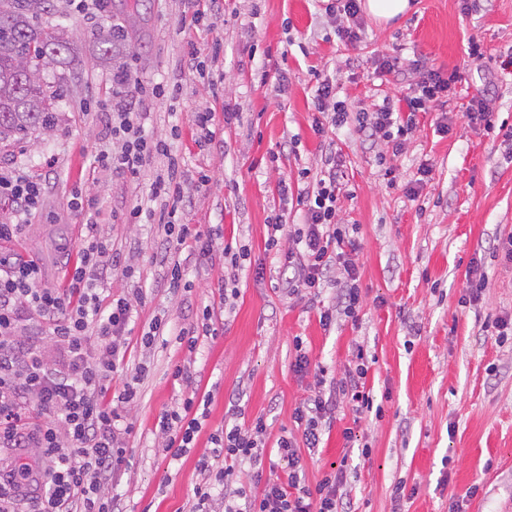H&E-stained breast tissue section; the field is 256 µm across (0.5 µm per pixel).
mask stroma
Here are the masks:
<instances>
[{
	"label": "stroma",
	"mask_w": 512,
	"mask_h": 512,
	"mask_svg": "<svg viewBox=\"0 0 512 512\" xmlns=\"http://www.w3.org/2000/svg\"><path fill=\"white\" fill-rule=\"evenodd\" d=\"M131 2L104 0L101 14L85 17L71 0H51L40 19L67 27L79 59L59 90L53 128L21 143L0 142V170L24 167L46 183L37 213L19 237L0 241V251L37 259L44 284L65 287L86 233L70 206L78 188L112 215L104 233L119 258L107 295L136 288L145 294L112 380L116 393L138 383L136 401L118 408L126 462L109 493L119 512H193L198 461L210 455L208 434L217 428L263 416L271 454L280 436L300 437L294 411L318 387L312 375L293 370L298 337L312 363L332 377L363 352L365 387L382 406L381 414L359 417L340 401L319 447L300 451L308 482L342 463L350 512H448L455 502L463 512H512V345L496 343L490 330L495 318H512V262L493 256L512 238V147L462 116L484 87L498 120L512 125V66L497 62L512 50V0H486L477 12L462 10L460 0H415L413 11L386 25L363 12L354 45L338 40L322 0H220L206 25L190 30L180 25L187 0H143L135 12ZM122 22V67L144 82L181 87L177 97L134 106L145 134L165 140L185 162L178 217L203 231L221 228L224 242L248 245L251 263L243 269L168 250L160 225L125 223L132 205L147 203L152 170L132 177L92 166L99 150H120L108 124L111 112L127 104L113 70L98 62L93 35ZM218 37L224 51L213 66L211 42ZM472 37L484 59L469 56ZM192 50L202 70L187 67ZM384 55L405 64L421 58L455 73L445 113H418L398 156L384 142L363 141L350 124L318 138L311 129L316 73L336 75L338 97L356 112L398 93L399 82L376 69ZM204 110L218 121L213 140L201 144L193 114ZM227 110L235 114L228 124ZM443 119L445 134L438 130ZM333 153L344 175L336 221L357 227L353 258L362 303L357 319L340 316L326 328L319 312L335 305L342 267L334 266L317 300L308 301L284 290V259L266 241L279 183L296 193L313 187ZM424 164L429 179L410 197L402 184ZM389 166L398 185L383 178ZM202 173L209 177L204 185ZM475 258L487 286L478 303L464 307L459 299ZM173 263L189 283L175 294L163 285ZM232 276L239 293L228 311L219 287ZM206 307L217 333L199 336L188 349L178 332L201 328ZM156 316L167 326L147 348L141 334ZM178 364L190 367L192 385L173 377ZM142 365L148 373L140 379ZM193 391L209 397V418L195 448L174 461L156 422ZM347 427L349 441L342 435ZM399 482L411 493L398 500ZM475 483L479 493L467 497Z\"/></svg>",
	"instance_id": "35a3bbf8"
}]
</instances>
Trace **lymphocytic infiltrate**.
<instances>
[{"label": "lymphocytic infiltrate", "instance_id": "f902f5d3", "mask_svg": "<svg viewBox=\"0 0 512 512\" xmlns=\"http://www.w3.org/2000/svg\"><path fill=\"white\" fill-rule=\"evenodd\" d=\"M412 72L415 80L406 87L401 111L386 99L372 109L350 112L347 103L336 97L335 77H324L314 96V134L326 136L329 128L351 120L366 139H381L393 154H400L416 113L442 106L456 80L455 75L420 61ZM111 133L120 141L121 150L96 154L98 167L133 177L146 166L157 167L148 184L151 207L134 205L127 223L162 225L168 246L207 257L221 255L232 268L243 267L248 248L222 245L216 231L202 232L176 222L185 174L164 140L145 137L140 113L129 108L113 113ZM326 164L315 187L297 196L306 220L291 233V246H283L279 237L285 219L278 213L270 222L267 247L284 250L291 271L285 284L292 295L317 298L329 268L335 264L343 268L345 278L335 308L319 314L320 324L328 327L337 313L355 316L360 276L347 249L349 231L336 221L342 173L335 158H328ZM44 191L41 176L29 170L0 173V199L11 201L20 217L39 208ZM71 203L84 213L87 234L80 243L81 262L68 287H44L36 261H21L0 252V447L31 448L49 462L43 471L19 466L0 474V512H16L18 500L31 487L36 490L32 512H113L108 488L125 462L114 404L133 402L137 391L127 384L121 392H113L112 377L124 359L122 337L142 295L136 292L102 300L105 275L114 260L112 245L102 231L103 211L78 190ZM41 334L60 347L62 357L57 362L46 359L37 341ZM93 335L101 342L95 355L88 348ZM294 368L302 375L314 373L320 387L294 412L301 439L279 437V460L271 463L265 448L264 417L212 433L214 457L228 459L229 465L224 468L201 462L204 477L193 488L198 512H215L219 492L224 495V512H343L342 471L326 473L316 485L306 484L299 449L318 446L341 398L350 397L356 414L372 412L374 400L364 390L368 367L358 363L346 370L344 377L328 381L323 368H312L308 353L301 349ZM201 406V400L192 395L181 407L160 416L159 430L172 458L193 448L205 419ZM239 461L249 462L252 468L251 487L229 486L232 465Z\"/></svg>", "mask_w": 512, "mask_h": 512}]
</instances>
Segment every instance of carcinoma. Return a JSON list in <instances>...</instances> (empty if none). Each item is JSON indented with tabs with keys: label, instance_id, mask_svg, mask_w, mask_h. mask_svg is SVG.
Masks as SVG:
<instances>
[{
	"label": "carcinoma",
	"instance_id": "cac0c4a2",
	"mask_svg": "<svg viewBox=\"0 0 512 512\" xmlns=\"http://www.w3.org/2000/svg\"><path fill=\"white\" fill-rule=\"evenodd\" d=\"M47 0H0V141L21 142L55 123L59 94L48 90L41 72L64 69L74 61L75 46L63 27L43 25L39 12ZM125 37L118 26L94 35L98 59L112 66Z\"/></svg>",
	"mask_w": 512,
	"mask_h": 512
}]
</instances>
